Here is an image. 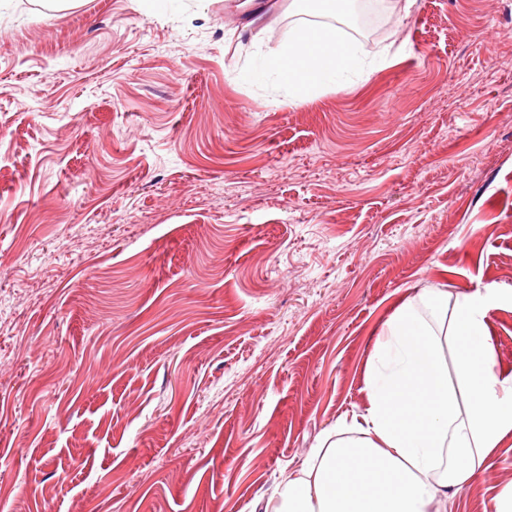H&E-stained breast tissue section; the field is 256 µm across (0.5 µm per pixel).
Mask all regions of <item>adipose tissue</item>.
I'll use <instances>...</instances> for the list:
<instances>
[{"label": "adipose tissue", "instance_id": "1", "mask_svg": "<svg viewBox=\"0 0 512 512\" xmlns=\"http://www.w3.org/2000/svg\"><path fill=\"white\" fill-rule=\"evenodd\" d=\"M349 2L243 0L225 35L253 31L284 6L298 15L255 70L292 104L321 86L343 89L359 67L356 44L337 27L304 20L345 13ZM505 305L512 289L495 285L408 299L377 336L362 410L337 419L264 512H435L467 492L512 437V372L497 368L487 329L490 311Z\"/></svg>", "mask_w": 512, "mask_h": 512}]
</instances>
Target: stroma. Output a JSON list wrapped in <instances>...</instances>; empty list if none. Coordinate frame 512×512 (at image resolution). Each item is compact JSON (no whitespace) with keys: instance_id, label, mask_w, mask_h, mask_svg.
I'll return each instance as SVG.
<instances>
[{"instance_id":"obj_1","label":"stroma","mask_w":512,"mask_h":512,"mask_svg":"<svg viewBox=\"0 0 512 512\" xmlns=\"http://www.w3.org/2000/svg\"><path fill=\"white\" fill-rule=\"evenodd\" d=\"M233 20L0 0V512H262L408 298L512 287V0H392L290 105Z\"/></svg>"}]
</instances>
